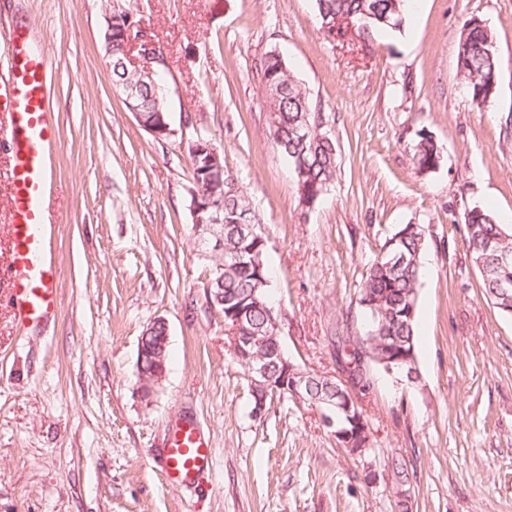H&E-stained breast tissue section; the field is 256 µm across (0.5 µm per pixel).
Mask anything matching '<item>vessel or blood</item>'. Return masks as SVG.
Returning a JSON list of instances; mask_svg holds the SVG:
<instances>
[{
    "label": "vessel or blood",
    "instance_id": "1",
    "mask_svg": "<svg viewBox=\"0 0 512 512\" xmlns=\"http://www.w3.org/2000/svg\"><path fill=\"white\" fill-rule=\"evenodd\" d=\"M0 48L10 64L8 79H0V144L8 154L10 182L9 254L0 274L9 281L15 325L25 332L58 309L57 226L47 220L58 137V119L47 104L53 62L49 48L32 46L17 29H0ZM211 459V441L197 422L186 418L170 426L160 452L167 482L199 483Z\"/></svg>",
    "mask_w": 512,
    "mask_h": 512
}]
</instances>
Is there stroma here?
<instances>
[{"label": "stroma", "mask_w": 512, "mask_h": 512, "mask_svg": "<svg viewBox=\"0 0 512 512\" xmlns=\"http://www.w3.org/2000/svg\"><path fill=\"white\" fill-rule=\"evenodd\" d=\"M162 46L173 127L158 139L125 108L102 47L113 0H0V27L46 42L60 124L52 204L60 305L19 331L0 278V512H397L388 457L413 471L409 512H512V317L482 295L465 213L512 214V0H418L399 29L329 37L315 0H122ZM493 32L500 75L485 106L456 76L463 24ZM279 51L323 112L339 154L312 208L273 144L262 61ZM206 133L268 238L282 344L334 375L330 338L356 335L366 272L401 224L429 228L419 289L420 378L371 367L370 450L351 455L314 407L253 414L248 382L207 310L209 266L190 212L188 143ZM442 148L420 172V135ZM169 328L167 368L139 389V339ZM196 417L213 445L198 486L158 467L168 427Z\"/></svg>", "instance_id": "1"}]
</instances>
